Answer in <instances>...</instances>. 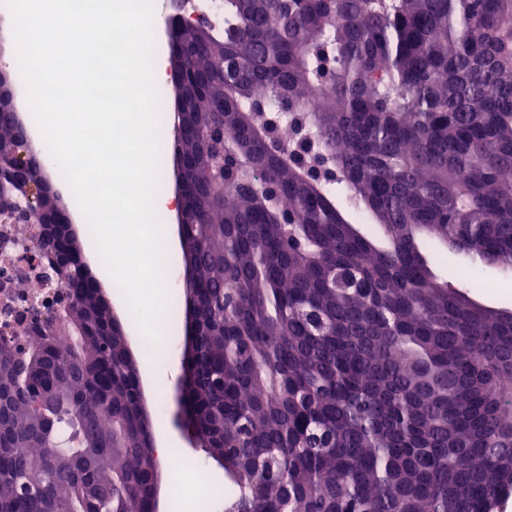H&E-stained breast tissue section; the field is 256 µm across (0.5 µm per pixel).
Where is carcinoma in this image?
<instances>
[{
	"mask_svg": "<svg viewBox=\"0 0 512 512\" xmlns=\"http://www.w3.org/2000/svg\"><path fill=\"white\" fill-rule=\"evenodd\" d=\"M181 46L184 398L225 512L504 505L512 312L437 275L420 242L512 269V0H224V27L185 26ZM224 152L239 166L219 181ZM319 164L336 178H309ZM54 211L13 228L35 253L59 250ZM34 284L72 304L0 338V512H146L160 459L128 336L80 272Z\"/></svg>",
	"mask_w": 512,
	"mask_h": 512,
	"instance_id": "carcinoma-1",
	"label": "carcinoma"
}]
</instances>
